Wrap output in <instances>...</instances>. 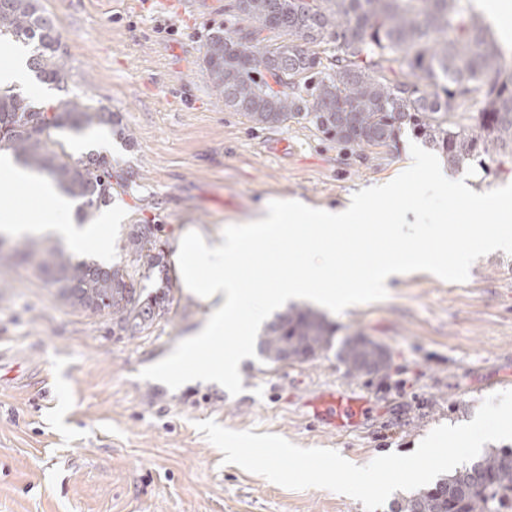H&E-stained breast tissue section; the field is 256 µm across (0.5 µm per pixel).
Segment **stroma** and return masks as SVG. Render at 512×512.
Returning <instances> with one entry per match:
<instances>
[{
  "mask_svg": "<svg viewBox=\"0 0 512 512\" xmlns=\"http://www.w3.org/2000/svg\"><path fill=\"white\" fill-rule=\"evenodd\" d=\"M62 36L68 83L117 114L133 142L104 153L136 182L113 198L112 262L132 224L162 227L166 253L144 273L167 312L131 335L108 316L63 305L23 266L0 267V512H364L321 488L291 490L223 461L197 422L273 433L354 464L414 452L442 424L471 421L490 394L512 390V255L489 253L469 278L414 272L383 300L328 313L335 344L359 334L384 346L386 371L346 376L334 349L281 364L243 359V391L140 379L209 316L169 259L186 228L210 234L299 197L348 203L407 169L411 132L396 143L342 147L307 123L267 128L225 109L202 66L207 37L228 25L229 0H41ZM336 389L367 400L347 432L314 417Z\"/></svg>",
  "mask_w": 512,
  "mask_h": 512,
  "instance_id": "1",
  "label": "stroma"
}]
</instances>
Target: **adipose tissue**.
<instances>
[{
	"label": "adipose tissue",
	"mask_w": 512,
	"mask_h": 512,
	"mask_svg": "<svg viewBox=\"0 0 512 512\" xmlns=\"http://www.w3.org/2000/svg\"><path fill=\"white\" fill-rule=\"evenodd\" d=\"M20 189L42 200L43 205L22 220L17 219L13 212L0 209L1 230L13 234L47 232L95 255L109 257L105 230L112 224V213H103L96 224L78 225L74 218L73 202L50 179L15 167L11 169L10 180L0 183V195L5 196Z\"/></svg>",
	"instance_id": "adipose-tissue-1"
}]
</instances>
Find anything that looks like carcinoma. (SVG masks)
Returning <instances> with one entry per match:
<instances>
[{
	"instance_id": "cac0c4a2",
	"label": "carcinoma",
	"mask_w": 512,
	"mask_h": 512,
	"mask_svg": "<svg viewBox=\"0 0 512 512\" xmlns=\"http://www.w3.org/2000/svg\"><path fill=\"white\" fill-rule=\"evenodd\" d=\"M232 30H215L203 59L211 88L224 107L256 125L304 120L338 144L364 148L396 142L409 127L448 165L487 169L495 148L512 156V72L469 0H238ZM27 48V66L63 97L36 107L0 88V150L24 168L51 176L81 201L85 222L128 193L133 174L97 153L79 158L53 138L66 126L114 125L103 106L71 94L61 34L41 0H0V35ZM474 92L483 108H459ZM125 248L131 263L153 269L162 260L161 225L134 224ZM25 264L75 311L112 315L119 330L143 331L167 310L166 292L144 296L127 268L79 259L62 246L0 237V266ZM325 316L292 307L265 325L260 356L284 351L306 361L332 347ZM337 356L351 377L366 365L386 367L380 346L361 336L345 340ZM398 512H512V448H492L462 469L405 499Z\"/></svg>"
}]
</instances>
